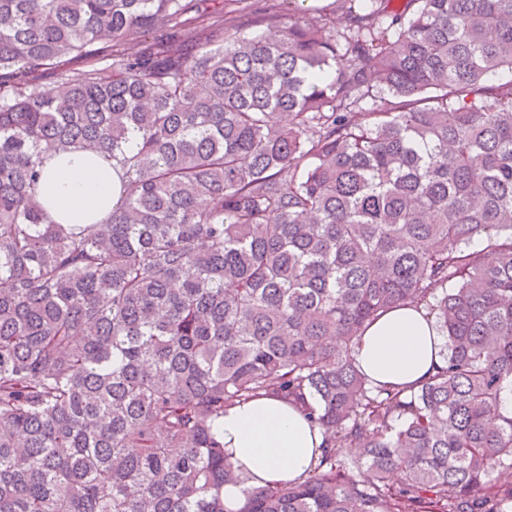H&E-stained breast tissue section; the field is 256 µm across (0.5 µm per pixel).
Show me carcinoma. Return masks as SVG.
<instances>
[{
	"mask_svg": "<svg viewBox=\"0 0 512 512\" xmlns=\"http://www.w3.org/2000/svg\"><path fill=\"white\" fill-rule=\"evenodd\" d=\"M335 3L253 35L222 0H0V512H225L218 423L263 396L325 443L240 512H512V0ZM72 147L121 166L105 224L37 199ZM404 305L444 365L373 386L357 336Z\"/></svg>",
	"mask_w": 512,
	"mask_h": 512,
	"instance_id": "cac0c4a2",
	"label": "carcinoma"
}]
</instances>
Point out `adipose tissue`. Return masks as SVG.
Here are the masks:
<instances>
[{
  "label": "adipose tissue",
  "mask_w": 512,
  "mask_h": 512,
  "mask_svg": "<svg viewBox=\"0 0 512 512\" xmlns=\"http://www.w3.org/2000/svg\"><path fill=\"white\" fill-rule=\"evenodd\" d=\"M111 166L81 150L46 157L40 200L56 223L103 224L118 202ZM443 340L425 309L400 306L383 313L359 336L355 357L376 385L419 387L444 357ZM224 454L241 474L224 487L226 512H240L248 489L304 476L324 442L297 406L259 397L227 409L221 424Z\"/></svg>",
  "instance_id": "adipose-tissue-1"
}]
</instances>
